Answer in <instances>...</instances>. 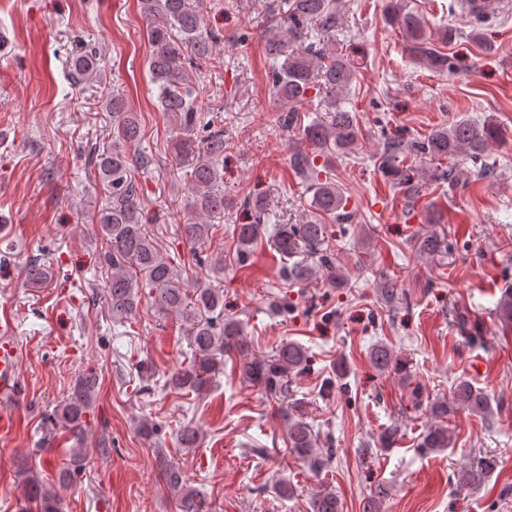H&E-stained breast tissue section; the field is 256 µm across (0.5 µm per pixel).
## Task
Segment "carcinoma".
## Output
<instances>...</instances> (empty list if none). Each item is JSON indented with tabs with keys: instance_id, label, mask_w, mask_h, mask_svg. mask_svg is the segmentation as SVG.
Wrapping results in <instances>:
<instances>
[{
	"instance_id": "1",
	"label": "carcinoma",
	"mask_w": 512,
	"mask_h": 512,
	"mask_svg": "<svg viewBox=\"0 0 512 512\" xmlns=\"http://www.w3.org/2000/svg\"><path fill=\"white\" fill-rule=\"evenodd\" d=\"M139 6L152 46L148 59L151 83L159 108L173 121L172 159L176 169L182 172L190 209L195 215L194 219L180 225L181 236L191 245V263L202 266L205 259L199 255V249L211 234L209 219L237 207V202L219 189L224 183L220 172L224 160V127L201 120L197 104L200 88L191 84L188 73L190 68L202 70L213 59L214 33L207 29L199 0H139ZM382 21L402 33L404 49L415 63L442 75L457 70L456 56L434 47L423 15L410 6V0H383ZM342 23L337 0H289L287 25L275 28L265 43L266 55L272 60L271 92L284 112L281 127L287 131L299 130L308 145L306 150L293 152L290 165L312 193L310 219L303 224H278L273 235L275 248L284 258L296 257L302 248L316 255L314 269L299 262L290 266L287 275L296 280H307L316 270L332 283L339 279L336 258L323 249L327 233L325 219L346 224L352 218L346 211L344 195L328 175L327 160L357 145L356 115L337 104L334 98L327 102L324 117L305 125L300 115V107L309 92L324 88L335 93L353 80L359 50L336 43ZM67 75L71 83L78 86L102 81L99 50L81 46L69 58ZM104 106L112 113L111 145L102 152H89L88 164L96 172L105 195V205L98 213L103 237L98 260L111 276L107 309L112 321L126 323L135 319L141 291L147 288L157 293L156 302L162 309L179 315L194 352L190 364L167 380V387L182 394L200 395L213 377L224 371V358L240 355L239 370L243 379L259 386L271 397L281 401L290 398L292 377L310 366L307 350L295 341H284L269 357H250L245 354L241 321L224 315L223 290L204 286L190 293L177 285L181 271L164 257L146 228L143 216L141 183L136 173L148 170L151 158L142 151L134 154L130 150L140 139V123L119 95L106 98ZM503 136V130L492 121L479 124L458 120L434 129L421 140H387L381 168L395 185L414 193L418 168L400 165L399 158L467 156L475 162H483V171L490 172L492 168L485 163L489 144ZM320 157L324 160L322 164L317 163ZM243 206L250 211L251 221L234 228L236 255L240 261L247 258L268 219L262 202L245 199ZM370 358L380 371L390 368L404 379L409 374L407 361L385 344L376 345ZM99 387L97 371L85 370L67 399L55 410V423L81 437L90 424ZM459 410L489 415L491 401L488 394L469 380L456 379L449 396L429 403V414L437 424L426 429L421 447H452L453 436L443 421ZM284 417L289 452L303 460L310 471L320 473L333 456V449L318 447V437L298 403H288ZM177 440L182 448H195L202 440L201 428L187 422L178 429ZM84 460L83 449H70V463L60 469L51 482L44 481L38 471L27 469L26 496L20 512H63L59 490L69 487L85 469ZM156 463L169 492L179 503V512H212V507L187 485L179 464L161 452L157 454ZM497 466L496 457L484 458L479 470L462 469L458 481L462 484L479 482L489 477ZM388 495V487L377 484L365 500L363 512H384ZM310 508L312 512H342L340 499L328 487L315 493Z\"/></svg>"
}]
</instances>
